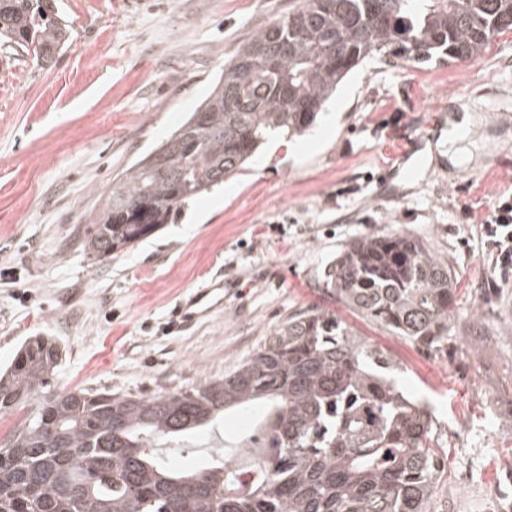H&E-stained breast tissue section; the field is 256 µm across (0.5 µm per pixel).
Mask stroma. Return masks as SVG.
Returning <instances> with one entry per match:
<instances>
[{
	"mask_svg": "<svg viewBox=\"0 0 512 512\" xmlns=\"http://www.w3.org/2000/svg\"><path fill=\"white\" fill-rule=\"evenodd\" d=\"M296 0H61L72 42L51 68L0 52V369L33 336L62 348L57 388L152 396L223 377L288 316L316 307L348 322L405 369L428 401L448 463L430 512H512V287L491 285L481 224L512 176V32L474 63H367L310 131L264 144L236 178L116 257L81 249L84 214L113 177L202 101L239 45ZM448 100L473 119V144L440 132L409 159ZM409 234L457 277L456 325L440 351L359 318L322 274L353 239ZM222 272L224 304L171 329L182 296ZM484 338L463 328L474 310ZM258 408L162 445L167 463L207 461L247 434Z\"/></svg>",
	"mask_w": 512,
	"mask_h": 512,
	"instance_id": "stroma-1",
	"label": "stroma"
}]
</instances>
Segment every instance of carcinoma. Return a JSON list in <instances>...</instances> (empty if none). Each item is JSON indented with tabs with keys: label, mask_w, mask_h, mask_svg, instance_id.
<instances>
[{
	"label": "carcinoma",
	"mask_w": 512,
	"mask_h": 512,
	"mask_svg": "<svg viewBox=\"0 0 512 512\" xmlns=\"http://www.w3.org/2000/svg\"><path fill=\"white\" fill-rule=\"evenodd\" d=\"M58 0H0V48L50 68L68 44ZM512 31V0H298L241 44L194 112L112 179L85 214L81 247L116 254L244 170L273 133L303 135L356 67L476 62ZM326 293L420 347L448 341L455 274L405 234L352 240ZM61 360L35 336L0 372V413L40 399L0 444V512H427L444 458L429 404L399 362L318 308L288 317L235 370L154 396L52 389ZM264 407L253 432L191 469L157 442Z\"/></svg>",
	"instance_id": "1"
}]
</instances>
